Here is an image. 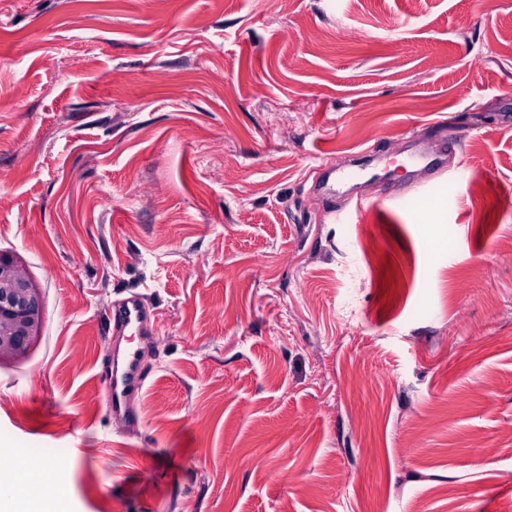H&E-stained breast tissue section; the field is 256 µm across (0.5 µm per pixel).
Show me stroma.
Wrapping results in <instances>:
<instances>
[{
  "mask_svg": "<svg viewBox=\"0 0 512 512\" xmlns=\"http://www.w3.org/2000/svg\"><path fill=\"white\" fill-rule=\"evenodd\" d=\"M0 251L55 512H512V0H0ZM41 293L20 260L0 251V361L24 356L40 336ZM113 332L140 333L145 321V307L139 294L125 298L113 314ZM146 378L139 347L114 351L112 373L107 378L109 403L114 413L125 410L130 395L143 388Z\"/></svg>",
  "mask_w": 512,
  "mask_h": 512,
  "instance_id": "35a3bbf8",
  "label": "stroma"
}]
</instances>
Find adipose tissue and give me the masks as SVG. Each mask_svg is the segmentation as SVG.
I'll return each mask as SVG.
<instances>
[{
    "label": "adipose tissue",
    "instance_id": "obj_1",
    "mask_svg": "<svg viewBox=\"0 0 512 512\" xmlns=\"http://www.w3.org/2000/svg\"><path fill=\"white\" fill-rule=\"evenodd\" d=\"M56 472L36 458L19 460L8 477L0 476V501L6 502L7 512H53L44 497V487L55 481ZM24 486L23 494H16V486Z\"/></svg>",
    "mask_w": 512,
    "mask_h": 512
}]
</instances>
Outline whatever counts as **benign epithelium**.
Listing matches in <instances>:
<instances>
[{"instance_id":"7a95c632","label":"benign epithelium","mask_w":512,"mask_h":512,"mask_svg":"<svg viewBox=\"0 0 512 512\" xmlns=\"http://www.w3.org/2000/svg\"><path fill=\"white\" fill-rule=\"evenodd\" d=\"M41 293L20 260L0 251V360L24 356L40 336Z\"/></svg>"}]
</instances>
